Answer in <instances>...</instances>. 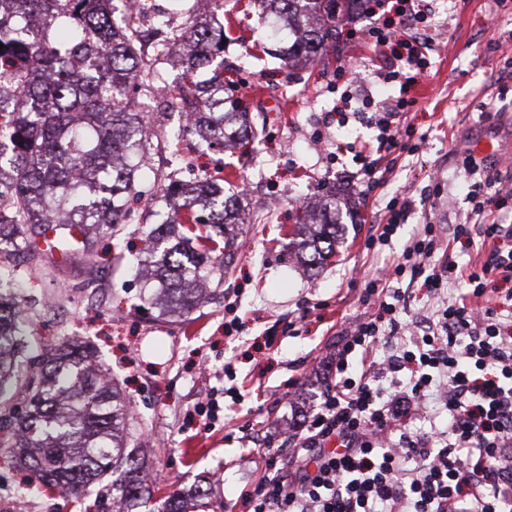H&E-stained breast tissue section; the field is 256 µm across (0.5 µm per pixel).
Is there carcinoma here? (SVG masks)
<instances>
[{
	"mask_svg": "<svg viewBox=\"0 0 512 512\" xmlns=\"http://www.w3.org/2000/svg\"><path fill=\"white\" fill-rule=\"evenodd\" d=\"M348 9L366 0H259L261 19L281 40L280 55L321 65L336 53V2ZM123 0H0V260L23 253L32 263L44 252L92 254L97 237L120 239L136 223L132 201L162 194L181 203L148 233L150 260L138 264L148 288L170 301L171 313L188 315L202 299L201 272L224 270L234 242L189 252L176 230L208 212L226 224L224 188L144 172L167 148L162 113L189 116L183 132L205 141H242L252 128L243 105L224 98L217 74L169 94L160 112L142 101L156 90L162 49L146 51L138 26L117 4ZM183 0H171L158 21L178 39L175 59L188 74L211 68L224 52V23L174 17ZM301 263L318 269L336 255L345 226L336 213L320 217L302 208L296 220ZM35 313L14 291L0 292V450L47 487L75 497L93 484L112 487L115 512H131L151 494L142 449L126 421L131 404L108 372L71 345L35 356L18 339Z\"/></svg>",
	"mask_w": 512,
	"mask_h": 512,
	"instance_id": "cac0c4a2",
	"label": "carcinoma"
}]
</instances>
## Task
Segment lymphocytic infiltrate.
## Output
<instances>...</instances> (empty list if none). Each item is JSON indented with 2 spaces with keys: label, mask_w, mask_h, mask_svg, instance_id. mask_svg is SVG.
<instances>
[{
  "label": "lymphocytic infiltrate",
  "mask_w": 512,
  "mask_h": 512,
  "mask_svg": "<svg viewBox=\"0 0 512 512\" xmlns=\"http://www.w3.org/2000/svg\"><path fill=\"white\" fill-rule=\"evenodd\" d=\"M394 17L365 38L383 57V75L398 95L375 109L377 148L406 149L400 120L415 106L408 89L427 71L425 46L408 19H428L425 0H395ZM457 162L482 173L470 191L472 224L455 225L453 241L480 236L489 250L459 265L428 224L361 293L373 307L345 336L330 362L319 401L304 414L287 453L267 452L260 481L241 494L242 512H512V225L490 220L483 195L499 177L472 153ZM410 278L436 309L410 333L399 318ZM461 286L448 298V281ZM392 354L378 357L380 338ZM448 413L444 430L411 433L433 389Z\"/></svg>",
  "instance_id": "lymphocytic-infiltrate-1"
}]
</instances>
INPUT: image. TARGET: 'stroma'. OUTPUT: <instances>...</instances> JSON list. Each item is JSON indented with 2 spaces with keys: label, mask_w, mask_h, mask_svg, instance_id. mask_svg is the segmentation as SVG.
<instances>
[{
  "label": "stroma",
  "mask_w": 512,
  "mask_h": 512,
  "mask_svg": "<svg viewBox=\"0 0 512 512\" xmlns=\"http://www.w3.org/2000/svg\"><path fill=\"white\" fill-rule=\"evenodd\" d=\"M445 2L428 29L432 68L419 76L408 114L415 149L383 157L374 184L359 178L361 162L348 146L375 140L370 106L396 91L379 79L380 59L362 35L377 16L360 13L340 30L337 66L291 71L263 51L269 40L256 0H223L220 10L210 2L205 17L230 19L242 37L224 51L225 92L243 101L263 132L245 150L198 145L181 169L185 179L223 180L242 218L238 250L211 278L207 298L187 319L163 315L143 300L127 265L133 252L105 243L88 260L46 255L23 282L20 293L37 312L29 335L45 348L66 337L86 346L131 401V433L153 445L155 490L136 512H160L177 485L208 493V507L192 503L187 512H240L242 491L263 474L250 454L299 428L293 407L314 401L338 338L364 317L365 284L422 225L454 224L470 212L473 179L456 152L495 135L501 154L491 166L512 187V79L504 76L512 64V0ZM344 91L350 116L339 124L332 114ZM330 192L346 238L313 275L299 266L289 233L302 201ZM403 195L415 199V212L390 244L366 249L388 202ZM317 302L319 316L304 317ZM231 386L243 395L239 403L224 394ZM212 398L221 406L214 419L200 408ZM20 495L29 512H112L109 489L83 499L48 492L0 452V512H14Z\"/></svg>",
  "instance_id": "35a3bbf8"
}]
</instances>
